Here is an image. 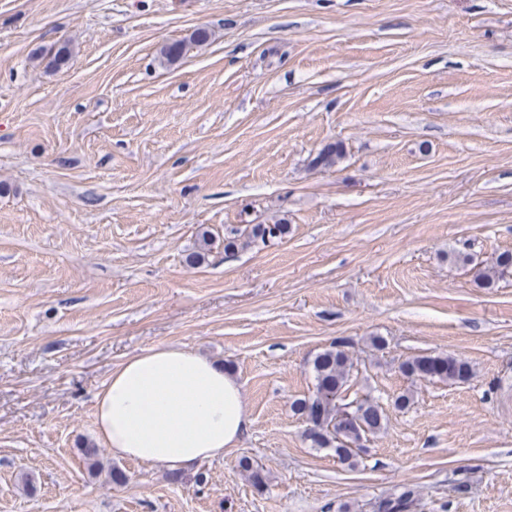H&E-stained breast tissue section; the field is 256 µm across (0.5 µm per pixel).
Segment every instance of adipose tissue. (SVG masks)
<instances>
[{
  "mask_svg": "<svg viewBox=\"0 0 512 512\" xmlns=\"http://www.w3.org/2000/svg\"><path fill=\"white\" fill-rule=\"evenodd\" d=\"M243 402L222 365L160 344L113 369L95 396L96 426L115 456L189 471L241 443Z\"/></svg>",
  "mask_w": 512,
  "mask_h": 512,
  "instance_id": "adipose-tissue-1",
  "label": "adipose tissue"
}]
</instances>
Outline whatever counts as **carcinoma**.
Masks as SVG:
<instances>
[{"instance_id": "cac0c4a2", "label": "carcinoma", "mask_w": 512, "mask_h": 512, "mask_svg": "<svg viewBox=\"0 0 512 512\" xmlns=\"http://www.w3.org/2000/svg\"><path fill=\"white\" fill-rule=\"evenodd\" d=\"M342 156L337 145L324 148L313 159L316 166H332ZM288 234L286 224H256L245 240L239 237L224 239V254L230 256L241 247L268 239H281ZM512 271V252L504 251L488 268L478 271L476 278L483 288H493ZM356 365L346 350L345 343H336L319 353L312 362L315 380L313 396L298 399L294 411L307 422V437L317 448H330L339 461L345 463L358 454L361 441L380 432L386 414L381 404L372 399H355L343 403L350 389ZM402 371L419 379L464 383L473 376L470 363L458 357L427 355L410 358L402 363ZM416 500V492L404 488L397 496L384 499L377 505L378 512H409Z\"/></svg>"}]
</instances>
